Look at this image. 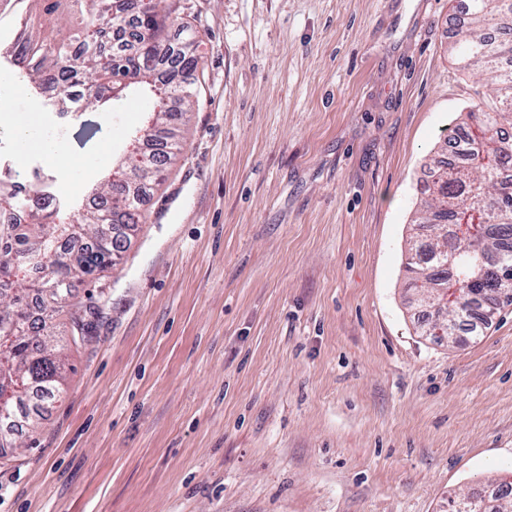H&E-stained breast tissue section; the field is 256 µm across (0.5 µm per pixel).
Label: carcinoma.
I'll return each mask as SVG.
<instances>
[{
	"instance_id": "obj_1",
	"label": "carcinoma",
	"mask_w": 512,
	"mask_h": 512,
	"mask_svg": "<svg viewBox=\"0 0 512 512\" xmlns=\"http://www.w3.org/2000/svg\"><path fill=\"white\" fill-rule=\"evenodd\" d=\"M80 26L67 41L46 44L24 29L5 52L18 77L48 95L57 110L100 108L122 87L150 89L159 111L146 128L158 155L129 153L126 175L152 181L178 151V137L197 96L200 57L192 25L181 26L182 41L171 65L161 50L168 41L170 0H140L137 15L124 16L131 0H68ZM448 52L463 72L484 77L493 98L479 97L468 111L460 165L448 172L446 148L427 162L431 183L412 223L427 228V241L408 250L405 268L428 294L429 307L449 314L461 305L458 330L475 331L474 308L483 290H506L512 305V0H462ZM118 21L131 30L133 51L106 54L100 43L106 25ZM108 201L78 215L49 212L48 186L0 178V396H15L13 416L38 415L60 393L64 358L53 345L54 313L69 291L104 276L123 249L122 237L145 223L144 198L112 177L95 189ZM73 343L88 334L91 321L72 315ZM15 424L0 426V458L18 447Z\"/></svg>"
}]
</instances>
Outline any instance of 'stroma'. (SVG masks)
I'll list each match as a JSON object with an SVG mask.
<instances>
[{
  "mask_svg": "<svg viewBox=\"0 0 512 512\" xmlns=\"http://www.w3.org/2000/svg\"><path fill=\"white\" fill-rule=\"evenodd\" d=\"M197 102L148 218L65 342L60 396L0 459V512H446L512 475V306L438 344L402 262L424 165L485 87L448 54L458 0H177ZM69 31L43 0H0ZM0 145L88 203L154 109L60 126L0 67Z\"/></svg>",
  "mask_w": 512,
  "mask_h": 512,
  "instance_id": "35a3bbf8",
  "label": "stroma"
}]
</instances>
